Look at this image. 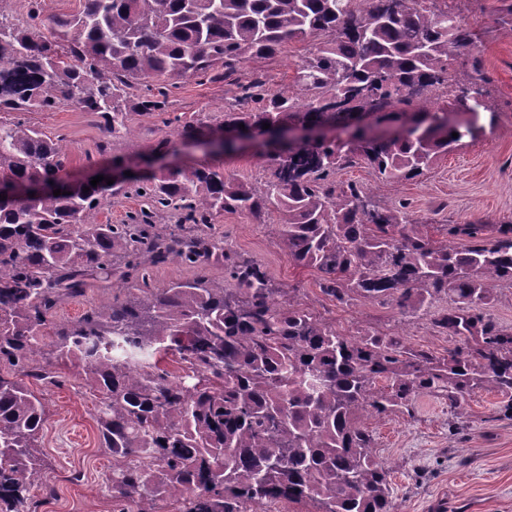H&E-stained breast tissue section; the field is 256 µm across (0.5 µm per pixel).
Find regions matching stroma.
<instances>
[{
	"label": "stroma",
	"instance_id": "35a3bbf8",
	"mask_svg": "<svg viewBox=\"0 0 512 512\" xmlns=\"http://www.w3.org/2000/svg\"><path fill=\"white\" fill-rule=\"evenodd\" d=\"M480 4V11L468 20L484 31L478 79L488 92L493 115L482 118V133L463 138L455 151L413 178L385 180L364 164L336 173L337 180L370 185L382 204L404 205L409 217L425 223L436 240L444 239L451 224H512V37L497 28L499 0ZM301 51V45H290L273 58L246 63L243 72L264 71L274 89L291 84ZM170 101L172 112L211 127L224 121L223 84L183 79ZM25 119L48 136L65 138L71 148L66 178L74 184L111 166L116 158L136 167L154 142L173 135L160 119L134 113L133 138H113L93 117L70 105L30 112ZM265 165L261 148L249 143L214 163L245 182L260 180ZM213 234L226 250L261 263L275 287L297 288L302 303L343 335L396 336L411 349L440 357L456 346L433 325L434 313L448 308L450 298L437 299L430 313L420 316L364 299L339 306L322 294L316 272L289 261L276 243L273 226L257 223L245 212H225L215 219ZM111 297V283L93 277L87 279L84 295L64 300L54 316L72 320ZM56 370V383H29L48 409L38 453L52 492L38 494L36 512H112L106 482L112 458L98 438V398L74 376L71 366L61 363ZM501 407L497 393L478 390L469 399L465 417L456 421L446 401L425 394L407 412L368 419L375 457L389 470L394 512H512V420L504 417Z\"/></svg>",
	"mask_w": 512,
	"mask_h": 512
}]
</instances>
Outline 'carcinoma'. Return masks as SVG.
<instances>
[{"mask_svg": "<svg viewBox=\"0 0 512 512\" xmlns=\"http://www.w3.org/2000/svg\"><path fill=\"white\" fill-rule=\"evenodd\" d=\"M21 26L0 7V512H32L47 489L38 440L46 405L26 384L54 382L69 363L100 401L96 426L112 456L119 512H267L308 500L319 512H392L388 469L375 460L364 419L409 410L435 393L453 415L489 388L512 417V330L485 317L491 284L512 281V224H457L435 240L404 206L378 204L370 188L336 171L361 161L384 179L418 176L483 126L486 92L469 68L480 36L449 0H82L68 16L29 0ZM304 43L293 85L272 90L250 61ZM232 86L222 132L180 116L163 119L185 142L226 131L277 132L296 121L349 127L372 113L408 136L346 145L307 140L271 157L264 179L242 182L193 166L129 183L72 186L70 152L22 115L64 104L129 137L128 111L168 113L173 81ZM136 84L145 91L130 99ZM448 89L446 111L435 93ZM458 133L452 137V133ZM89 188L83 192V188ZM61 189L65 194L53 195ZM135 195L147 207L125 224H100L102 204ZM259 222L276 214L277 244L320 276L343 305L382 301L428 312L449 295L435 327L462 342L437 357L393 336H344L309 311L294 289L274 288L254 259L226 253L210 233L221 212ZM169 211L184 232L156 224ZM180 260L196 277L149 285L147 265ZM224 265L226 288L207 267ZM112 281V299L78 319L52 320L85 277ZM53 358L39 357L41 346ZM175 357L181 373L160 367Z\"/></svg>", "mask_w": 512, "mask_h": 512, "instance_id": "cac0c4a2", "label": "carcinoma"}]
</instances>
